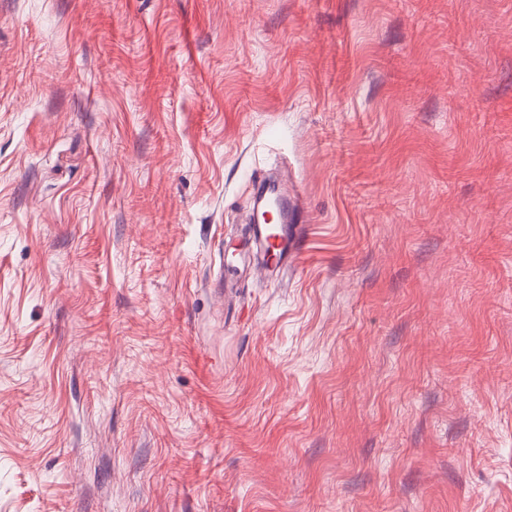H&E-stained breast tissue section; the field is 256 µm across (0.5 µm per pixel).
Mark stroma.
<instances>
[{"label": "stroma", "instance_id": "obj_1", "mask_svg": "<svg viewBox=\"0 0 512 512\" xmlns=\"http://www.w3.org/2000/svg\"><path fill=\"white\" fill-rule=\"evenodd\" d=\"M0 512H512V0H0ZM281 225L275 232H272L269 224H253L252 227L253 241L257 250L265 253L269 251L276 265L288 260L292 250H297L302 236L300 225Z\"/></svg>", "mask_w": 512, "mask_h": 512}]
</instances>
